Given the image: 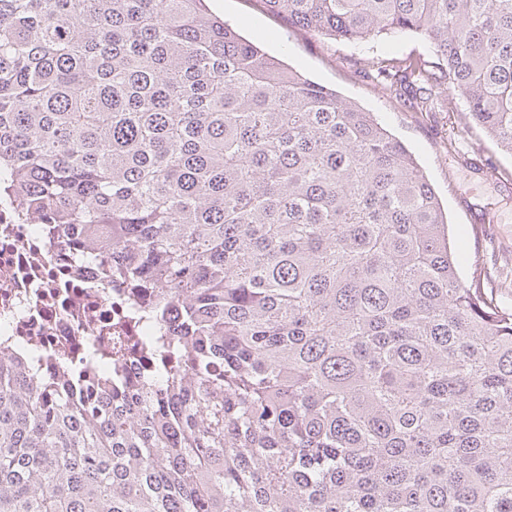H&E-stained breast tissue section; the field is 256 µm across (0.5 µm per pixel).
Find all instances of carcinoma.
Returning <instances> with one entry per match:
<instances>
[{"label": "carcinoma", "mask_w": 512, "mask_h": 512, "mask_svg": "<svg viewBox=\"0 0 512 512\" xmlns=\"http://www.w3.org/2000/svg\"><path fill=\"white\" fill-rule=\"evenodd\" d=\"M204 2L0 0V200L131 289L122 353L0 351V512H512V307L401 141ZM262 2L423 37L367 66L512 154V0Z\"/></svg>", "instance_id": "carcinoma-1"}]
</instances>
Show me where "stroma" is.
Returning a JSON list of instances; mask_svg holds the SVG:
<instances>
[{
  "label": "stroma",
  "mask_w": 512,
  "mask_h": 512,
  "mask_svg": "<svg viewBox=\"0 0 512 512\" xmlns=\"http://www.w3.org/2000/svg\"><path fill=\"white\" fill-rule=\"evenodd\" d=\"M206 4L268 53L374 113L413 152L439 195L462 280L470 281L474 268H482L487 295L512 303V224L496 221L512 211V154L478 127L458 128L455 118L442 112L445 84L434 86L425 100L407 93L398 97L365 67L372 58L431 60L424 39L402 34L358 44L324 40L296 31L286 18L266 11L260 0Z\"/></svg>",
  "instance_id": "stroma-1"
}]
</instances>
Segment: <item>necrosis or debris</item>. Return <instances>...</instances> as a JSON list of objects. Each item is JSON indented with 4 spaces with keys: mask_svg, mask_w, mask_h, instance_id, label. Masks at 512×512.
I'll use <instances>...</instances> for the list:
<instances>
[{
    "mask_svg": "<svg viewBox=\"0 0 512 512\" xmlns=\"http://www.w3.org/2000/svg\"><path fill=\"white\" fill-rule=\"evenodd\" d=\"M68 246L62 226L0 204V336L35 345L40 370L53 377L60 359L77 365L107 347L95 327L123 318L127 293L108 281L90 290L96 272L70 262Z\"/></svg>",
    "mask_w": 512,
    "mask_h": 512,
    "instance_id": "4bbe7bcc",
    "label": "necrosis or debris"
}]
</instances>
